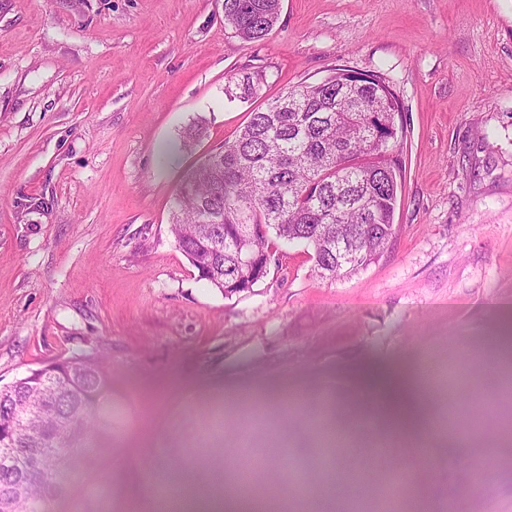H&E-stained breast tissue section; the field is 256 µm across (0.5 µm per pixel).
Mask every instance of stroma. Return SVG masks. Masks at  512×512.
Returning a JSON list of instances; mask_svg holds the SVG:
<instances>
[{"mask_svg":"<svg viewBox=\"0 0 512 512\" xmlns=\"http://www.w3.org/2000/svg\"><path fill=\"white\" fill-rule=\"evenodd\" d=\"M224 0H0V387L50 363L104 355L112 456L100 512H135L149 461L216 460L206 425L239 458L291 451L321 466L304 435L361 370L416 376L436 415L439 367L487 390L483 359L512 337V0H282L258 42L224 25ZM380 72L404 134L395 235L350 278H320L310 250L274 240L270 272L224 295L176 247V192L202 154L253 109L336 66ZM263 74L248 101L231 78ZM204 119L206 134L184 146ZM297 393L301 406L281 400ZM457 426H429L430 470L407 437L356 430L355 464L382 474L367 444H397L408 488L392 512H512V431L488 419L456 450ZM489 480L472 484L475 468Z\"/></svg>","mask_w":512,"mask_h":512,"instance_id":"obj_1","label":"stroma"}]
</instances>
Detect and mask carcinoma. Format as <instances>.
Wrapping results in <instances>:
<instances>
[{
	"label": "carcinoma",
	"mask_w": 512,
	"mask_h": 512,
	"mask_svg": "<svg viewBox=\"0 0 512 512\" xmlns=\"http://www.w3.org/2000/svg\"><path fill=\"white\" fill-rule=\"evenodd\" d=\"M281 0H224V25L245 41H261L278 21ZM400 106L381 74L356 78L347 66L320 82L300 83L250 113L232 140L209 152L202 172L182 181L171 212L170 232L200 279L232 296L267 275L270 236L312 247L320 277L341 280L374 263L395 234L400 166L390 142L398 137ZM251 249L252 267L237 263V248ZM489 405L512 408V371L499 370ZM103 355L67 362L42 381H14L0 391V417L15 403L35 409L20 433L7 441L0 432V503L8 512H49L64 497L81 499L82 512H99L90 474L110 451L112 410ZM448 413L482 429L479 417L448 393ZM318 433L341 442L344 432L330 420ZM18 448L6 456L3 448ZM273 467L288 480V451L251 464L247 475ZM343 512H364L366 481L351 465L342 467ZM253 512H288L245 495ZM153 505L178 512L180 492L161 484Z\"/></svg>",
	"instance_id": "carcinoma-1"
}]
</instances>
